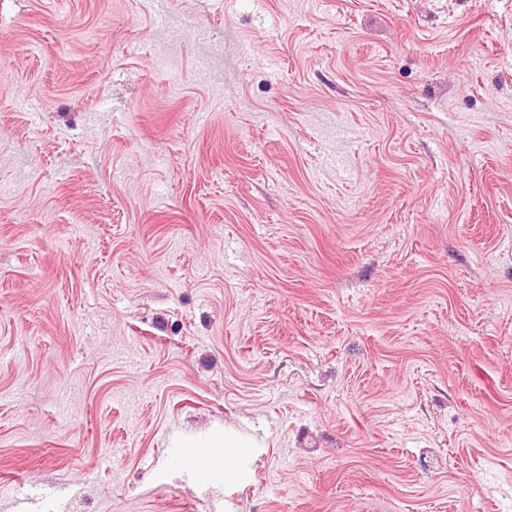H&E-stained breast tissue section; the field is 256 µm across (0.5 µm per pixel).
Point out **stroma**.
<instances>
[{
    "label": "stroma",
    "instance_id": "1",
    "mask_svg": "<svg viewBox=\"0 0 512 512\" xmlns=\"http://www.w3.org/2000/svg\"><path fill=\"white\" fill-rule=\"evenodd\" d=\"M0 512H512V0H0ZM240 443V440L226 439L225 437L209 442L185 441L181 446L179 458L175 462V468L179 469L184 460L197 459L193 455L194 448H210L204 453L206 465L223 473L224 480L233 479L238 472L239 463L232 448H239Z\"/></svg>",
    "mask_w": 512,
    "mask_h": 512
}]
</instances>
